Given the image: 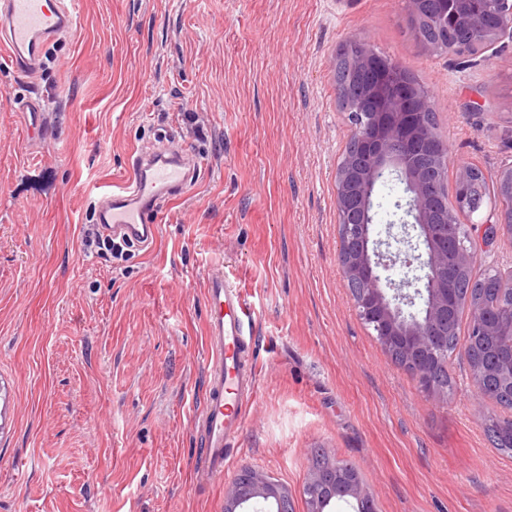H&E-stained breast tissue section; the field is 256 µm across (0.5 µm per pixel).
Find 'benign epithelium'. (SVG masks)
Masks as SVG:
<instances>
[{
    "instance_id": "obj_1",
    "label": "benign epithelium",
    "mask_w": 512,
    "mask_h": 512,
    "mask_svg": "<svg viewBox=\"0 0 512 512\" xmlns=\"http://www.w3.org/2000/svg\"><path fill=\"white\" fill-rule=\"evenodd\" d=\"M407 9L421 23H438L458 30L455 41L442 46L423 44L435 52L456 54L470 44L488 48L512 36V7L508 0H407ZM336 58L348 60L357 87H338L341 108L348 112L350 148L336 168V211L339 224L338 262L359 319L371 327L387 352L399 353L430 400L448 397L433 378V369L448 355V326L459 307L468 308L472 335L494 336L502 355L491 369L472 368V379L484 400L499 392L512 393V273L502 281L501 308L473 306L459 298L460 274L474 268L477 252L464 245L457 233L459 216L483 210L478 200L459 202L442 191L446 147L428 121L434 113L427 90L409 81L396 61L374 53L359 38L347 39ZM422 144L439 146L432 161H414ZM397 178L405 185L406 205L399 232L383 241L373 238V196L379 184ZM512 192L502 207L490 211L482 224L472 226L495 240L512 238ZM407 277L395 281L382 272L396 264ZM493 376L497 389L484 388ZM251 480L239 475L224 494V512H246L261 500L264 512H293L288 490L258 471ZM306 485L317 489L307 512H330L337 502L352 505L353 512H377L360 473L342 463L328 471L314 470Z\"/></svg>"
}]
</instances>
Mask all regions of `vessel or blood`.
<instances>
[{"label": "vessel or blood", "instance_id": "1", "mask_svg": "<svg viewBox=\"0 0 512 512\" xmlns=\"http://www.w3.org/2000/svg\"><path fill=\"white\" fill-rule=\"evenodd\" d=\"M77 0H0V58L25 73L36 71L49 44L72 34L78 24ZM129 175L102 190L96 221L106 233L142 251L159 234V205L194 184L199 164L172 147L131 152ZM204 340L212 359L207 393L192 422L200 453L196 480L223 476L226 451L239 438L248 406L258 388L254 359V312L223 266L209 271L204 285Z\"/></svg>", "mask_w": 512, "mask_h": 512}]
</instances>
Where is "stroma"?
<instances>
[{"label": "stroma", "instance_id": "1", "mask_svg": "<svg viewBox=\"0 0 512 512\" xmlns=\"http://www.w3.org/2000/svg\"><path fill=\"white\" fill-rule=\"evenodd\" d=\"M429 91L448 166L512 167V38L430 53L405 0H81L36 76L0 61V512H224L241 469L306 512L311 451L355 465L377 512H512L468 362L429 400L356 315L338 265L350 133L333 62L349 38ZM45 99L29 138L23 101ZM173 138L200 174L152 253L83 244L131 149ZM223 265L256 314L255 404L223 476L195 479L203 285Z\"/></svg>", "mask_w": 512, "mask_h": 512}]
</instances>
